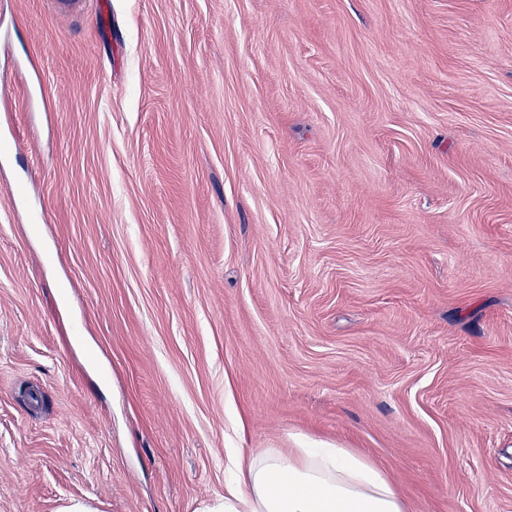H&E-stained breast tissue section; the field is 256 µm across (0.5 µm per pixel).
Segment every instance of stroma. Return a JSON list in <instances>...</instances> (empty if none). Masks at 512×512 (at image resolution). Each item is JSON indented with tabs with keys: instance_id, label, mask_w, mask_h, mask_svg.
<instances>
[{
	"instance_id": "obj_1",
	"label": "stroma",
	"mask_w": 512,
	"mask_h": 512,
	"mask_svg": "<svg viewBox=\"0 0 512 512\" xmlns=\"http://www.w3.org/2000/svg\"><path fill=\"white\" fill-rule=\"evenodd\" d=\"M0 80V512H512V0H0ZM264 448L234 461L224 497L201 512H407L384 471L348 448Z\"/></svg>"
}]
</instances>
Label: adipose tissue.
I'll use <instances>...</instances> for the list:
<instances>
[{"label":"adipose tissue","instance_id":"1","mask_svg":"<svg viewBox=\"0 0 512 512\" xmlns=\"http://www.w3.org/2000/svg\"><path fill=\"white\" fill-rule=\"evenodd\" d=\"M234 468L223 497L202 512H406L384 471L347 448H264Z\"/></svg>","mask_w":512,"mask_h":512}]
</instances>
